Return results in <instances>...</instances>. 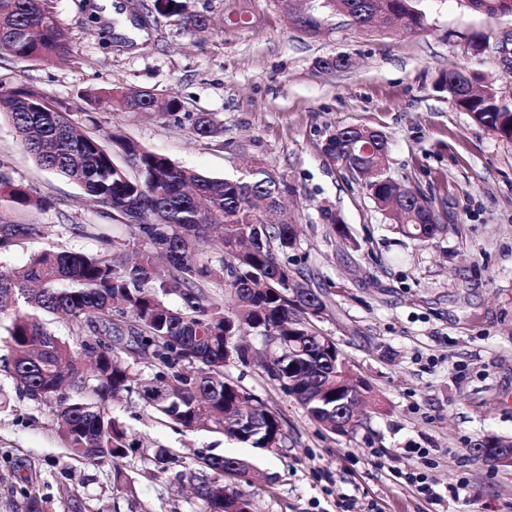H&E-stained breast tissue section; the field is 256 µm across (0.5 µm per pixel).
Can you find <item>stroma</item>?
Masks as SVG:
<instances>
[{"mask_svg": "<svg viewBox=\"0 0 512 512\" xmlns=\"http://www.w3.org/2000/svg\"><path fill=\"white\" fill-rule=\"evenodd\" d=\"M97 2L56 0L70 55L18 61L0 53V88L37 91L87 134L128 137L209 177L236 176L250 159L283 174L294 188L284 215L302 226V272L327 304L315 327L335 339L378 404L365 407L355 434L334 435L257 364H230L228 374L282 418L287 444L269 452L160 420L137 392L123 394L110 402L111 415L144 448L122 462L136 486L131 498L116 491L111 467L68 457L49 405L16 393L0 327V393L10 398L0 407V512H23L13 488L25 477L49 512H202L176 480L201 454L253 462L265 476L249 489L256 512H512V467L470 450L488 433L512 438V141L436 87L451 68L512 83V16L422 0L428 28L420 33L363 32L329 14L313 33L272 0H192L211 26L190 36L176 19L156 16L153 0H112V18ZM239 12L249 24L228 25ZM479 35L488 46L475 56L469 44ZM339 54L353 66L319 68ZM116 85L172 95L182 107L160 115L90 103ZM201 113L221 128L219 142L195 134ZM345 127L387 135L389 176L431 198L446 232L425 242L404 237L362 182L324 163L327 133ZM1 159L51 206L23 211L0 202L14 223L40 227L0 253V266L22 267L47 249L95 253L104 239L129 240L111 211L89 206L80 186L37 165L3 112ZM325 208L336 210L349 239L323 224ZM159 448L171 453L168 469L146 478L144 457ZM410 472L426 475L444 503L420 495ZM454 486L456 499L447 495Z\"/></svg>", "mask_w": 512, "mask_h": 512, "instance_id": "obj_1", "label": "stroma"}]
</instances>
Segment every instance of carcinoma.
<instances>
[{"instance_id":"cac0c4a2","label":"carcinoma","mask_w":512,"mask_h":512,"mask_svg":"<svg viewBox=\"0 0 512 512\" xmlns=\"http://www.w3.org/2000/svg\"><path fill=\"white\" fill-rule=\"evenodd\" d=\"M297 0H274L296 15L295 23L317 31L325 12L346 18L359 31L403 26L427 29L420 0H308L295 14ZM490 19L512 15V0H463ZM154 12L175 17L189 35L210 27L190 0H153ZM0 52L18 61L51 60L69 53L55 11V0H0ZM441 89L457 108L480 125L512 140V95L502 85L481 84L475 74L451 69ZM108 101L125 108L176 114L178 99L117 86ZM16 135L36 162L81 186L112 219L129 226L137 258L120 255L126 244L96 254L46 250L19 272L0 269V314L11 351L10 373L16 392L50 405L69 455L112 466L113 486L133 493L120 460L142 453L139 440L112 417L109 402L137 389L158 415L185 428L209 426L252 448L283 446L281 418L267 402L224 372L231 363L247 366L251 349L237 340L244 327L260 336L267 352L264 376L295 398L324 430L354 434L361 424L347 420L348 402L369 389L355 377L345 354L326 339L313 319L326 309L322 294L296 275L302 258L294 255L297 224H268L262 216L292 192L282 176L256 165L248 179L213 178L176 165L166 155L124 139L116 140L124 163L114 161L100 139L79 131L71 114L32 91H0V104ZM201 138L218 135L216 124L201 114L194 124ZM386 136L376 129L342 128L325 139L328 155L353 176L369 177L368 194L405 236L427 241L447 230L432 201L417 188L386 173ZM0 193L19 207L43 211L46 198L34 195L0 171ZM221 227L224 287L235 306L224 309L201 286L211 273L203 246L208 230ZM37 231L0 216V251ZM177 297L167 306L162 297ZM24 302L27 309L18 308ZM60 315L89 334L69 342L48 328L42 315ZM157 368L142 379L130 359ZM511 438L494 434L471 445L500 448ZM205 512H253L243 486L264 480L251 461L230 455H204L190 474ZM24 512H45L46 501L29 479L19 487Z\"/></svg>"}]
</instances>
